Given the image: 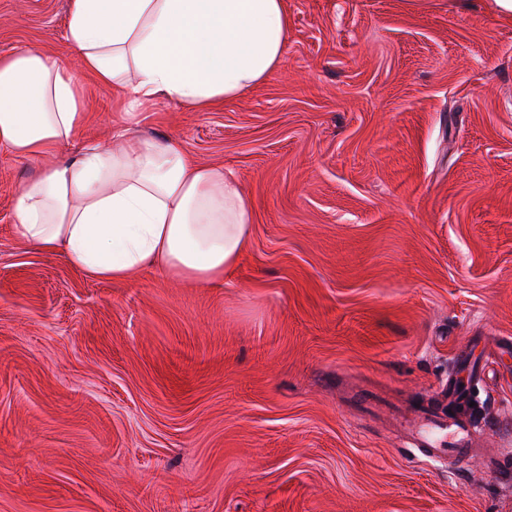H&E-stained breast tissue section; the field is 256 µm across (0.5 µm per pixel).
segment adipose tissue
I'll return each mask as SVG.
<instances>
[{
    "instance_id": "adipose-tissue-1",
    "label": "adipose tissue",
    "mask_w": 512,
    "mask_h": 512,
    "mask_svg": "<svg viewBox=\"0 0 512 512\" xmlns=\"http://www.w3.org/2000/svg\"><path fill=\"white\" fill-rule=\"evenodd\" d=\"M288 26L285 0H70L68 60L0 55V144L35 160L72 141L85 120L81 71L138 109L238 98L282 66ZM15 214L18 238L97 280L158 265L223 281L252 224L232 172L121 127L110 145L85 141L25 182Z\"/></svg>"
}]
</instances>
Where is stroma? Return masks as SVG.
Here are the masks:
<instances>
[{
  "label": "stroma",
  "mask_w": 512,
  "mask_h": 512,
  "mask_svg": "<svg viewBox=\"0 0 512 512\" xmlns=\"http://www.w3.org/2000/svg\"><path fill=\"white\" fill-rule=\"evenodd\" d=\"M70 0H0V55L67 57ZM282 67L139 131L231 170L252 210L223 284L100 281L20 241L44 161L0 146V512H512V17L489 0H286ZM65 149L127 123L82 75ZM479 455L376 410L462 363Z\"/></svg>",
  "instance_id": "stroma-1"
}]
</instances>
